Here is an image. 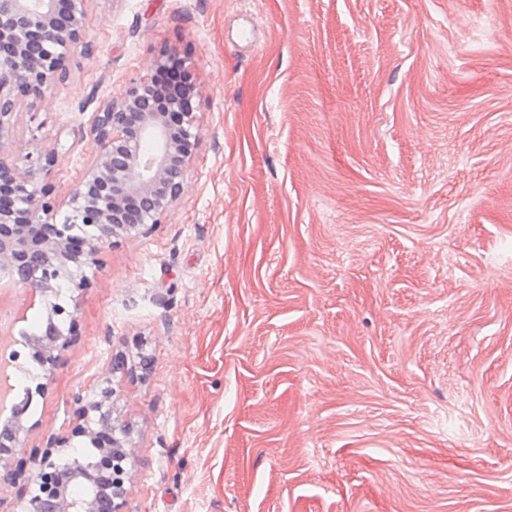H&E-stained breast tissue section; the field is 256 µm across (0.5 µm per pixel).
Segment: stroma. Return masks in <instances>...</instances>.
<instances>
[{"instance_id": "35a3bbf8", "label": "stroma", "mask_w": 512, "mask_h": 512, "mask_svg": "<svg viewBox=\"0 0 512 512\" xmlns=\"http://www.w3.org/2000/svg\"><path fill=\"white\" fill-rule=\"evenodd\" d=\"M84 25L94 56L13 118L56 202L166 47L200 138L88 269L21 458L109 376L132 512H512V0H89Z\"/></svg>"}]
</instances>
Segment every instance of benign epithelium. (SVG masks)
Wrapping results in <instances>:
<instances>
[{
	"mask_svg": "<svg viewBox=\"0 0 512 512\" xmlns=\"http://www.w3.org/2000/svg\"><path fill=\"white\" fill-rule=\"evenodd\" d=\"M89 0H0V277H18L25 292L41 298L51 327L24 338L34 350L39 373L35 393L46 394L62 353L74 336L80 300L91 281L84 268L116 239L141 232L183 192L185 167L199 140L196 112L180 113L179 128L167 114L181 108V98L149 78L134 82L118 100L95 113L90 133L95 158L76 184L57 221L59 205L47 182L55 163L50 151L25 154L18 166L11 137L12 119L24 97H38L41 87L62 72V63L77 47L87 57L84 18ZM192 61L169 47L153 61V70ZM68 282L72 307L59 303V282ZM117 390L107 378L99 399L74 397L81 424L71 435L52 437L35 458L20 512H129L124 446L129 426L112 417ZM29 401L14 406L12 424L0 430V484L15 478L9 458L28 431L24 416ZM75 438H87L92 456L68 454ZM83 484L91 495L82 507L71 503V490Z\"/></svg>",
	"mask_w": 512,
	"mask_h": 512,
	"instance_id": "1",
	"label": "benign epithelium"
}]
</instances>
